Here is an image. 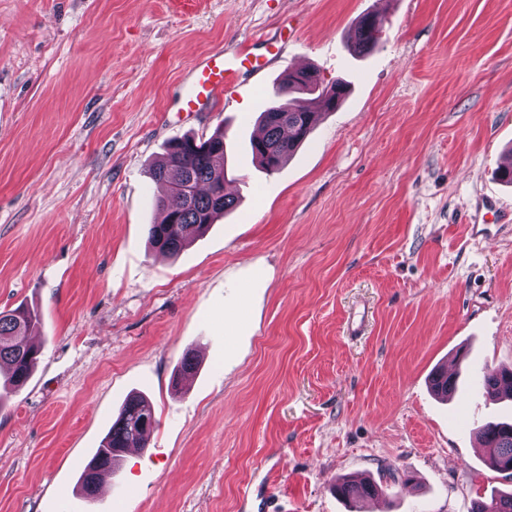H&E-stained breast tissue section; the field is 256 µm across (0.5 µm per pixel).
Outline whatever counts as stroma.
Wrapping results in <instances>:
<instances>
[{"label": "stroma", "instance_id": "stroma-1", "mask_svg": "<svg viewBox=\"0 0 512 512\" xmlns=\"http://www.w3.org/2000/svg\"><path fill=\"white\" fill-rule=\"evenodd\" d=\"M384 21L357 55L364 14ZM281 54L196 112L209 54ZM343 82L276 173L250 143L284 72ZM224 130L237 206L181 255L148 248L167 143ZM512 0H0V311L37 309L40 361L0 406V512H470L512 478L477 427L512 418L463 377L512 368ZM196 380L180 384L185 354ZM147 448L112 492L80 475L130 394ZM375 491L376 487L370 481L343 479L336 483V495L349 501L370 497Z\"/></svg>", "mask_w": 512, "mask_h": 512}]
</instances>
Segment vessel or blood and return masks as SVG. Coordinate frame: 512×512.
Here are the masks:
<instances>
[{
	"mask_svg": "<svg viewBox=\"0 0 512 512\" xmlns=\"http://www.w3.org/2000/svg\"><path fill=\"white\" fill-rule=\"evenodd\" d=\"M241 69L256 74L262 71L263 65L259 58L246 54L227 57L216 52L209 55L204 65L195 68L180 102L181 111L194 112L214 100L228 87L230 77Z\"/></svg>",
	"mask_w": 512,
	"mask_h": 512,
	"instance_id": "vessel-or-blood-1",
	"label": "vessel or blood"
}]
</instances>
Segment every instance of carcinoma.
I'll use <instances>...</instances> for the list:
<instances>
[{"mask_svg":"<svg viewBox=\"0 0 512 512\" xmlns=\"http://www.w3.org/2000/svg\"><path fill=\"white\" fill-rule=\"evenodd\" d=\"M382 26L383 19L377 15L361 17L354 32V49L359 53L371 51L378 42ZM318 83L314 72L300 69L288 72V86L275 89L276 97L285 88L296 93V97L276 102L260 115L262 135L253 139L252 150L266 172L278 171L307 138L319 114L335 109L345 98L344 83H336L328 95L315 93ZM225 172L222 128L207 138L186 136L167 145L165 154L151 169L154 180L167 186V195L157 201L165 218L149 225L151 248L162 254H179L202 235L216 217L236 205V199L224 192ZM40 323L39 312L23 305L0 313V367L6 369L8 375V386H0V401L31 376L39 356L31 336ZM432 389L448 397L456 389V379L444 370L438 371L432 378ZM480 389L492 400L502 395L512 398V369L483 377ZM154 424L153 411L147 401L137 396L126 401L101 448L81 474L86 497H94L99 471L112 469L119 449L136 442L146 447ZM480 440L488 448L490 466L511 477L512 423H486L480 430ZM375 491L370 481L344 479L336 483V495L349 501L370 497ZM471 512H512V491L497 492L486 501L474 502Z\"/></svg>","mask_w":512,"mask_h":512,"instance_id":"carcinoma-1","label":"carcinoma"}]
</instances>
